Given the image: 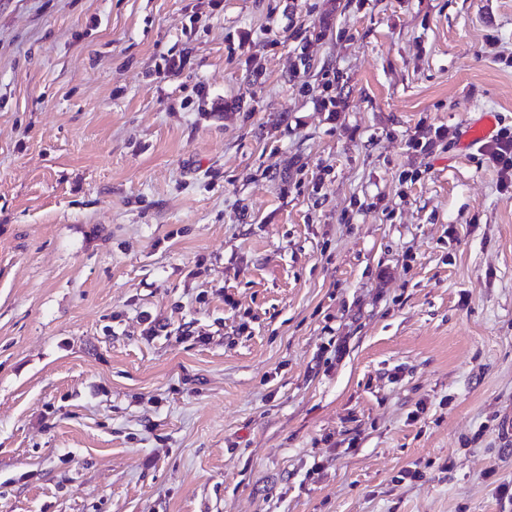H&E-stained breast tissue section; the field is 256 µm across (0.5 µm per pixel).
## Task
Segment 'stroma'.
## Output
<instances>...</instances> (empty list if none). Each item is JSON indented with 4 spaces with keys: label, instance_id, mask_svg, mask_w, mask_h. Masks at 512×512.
Segmentation results:
<instances>
[{
    "label": "stroma",
    "instance_id": "obj_1",
    "mask_svg": "<svg viewBox=\"0 0 512 512\" xmlns=\"http://www.w3.org/2000/svg\"><path fill=\"white\" fill-rule=\"evenodd\" d=\"M508 58L512 0H0V512H512ZM497 129V119L492 112H483L472 120L464 133L466 144L482 143L493 138ZM489 160L499 173V187L507 190L508 180L512 186V133L501 129L491 145Z\"/></svg>",
    "mask_w": 512,
    "mask_h": 512
}]
</instances>
